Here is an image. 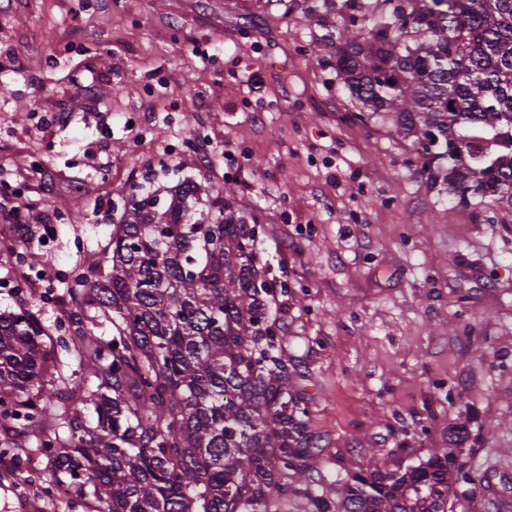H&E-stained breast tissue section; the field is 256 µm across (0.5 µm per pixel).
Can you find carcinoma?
Listing matches in <instances>:
<instances>
[{
	"instance_id": "1",
	"label": "carcinoma",
	"mask_w": 512,
	"mask_h": 512,
	"mask_svg": "<svg viewBox=\"0 0 512 512\" xmlns=\"http://www.w3.org/2000/svg\"><path fill=\"white\" fill-rule=\"evenodd\" d=\"M379 13L338 49L351 96L397 136L444 163L448 190L512 210V0H412ZM185 179L170 201L131 193L103 268L69 285L73 350L85 379L44 401L47 332L0 313V428H38L50 474L90 512H266L306 480L319 437L296 388L288 295L259 260L262 225ZM110 323L112 333L97 335ZM97 416L90 426L83 410ZM28 449L4 444L20 467ZM474 481L434 448L417 465L378 464L314 512H448V489Z\"/></svg>"
}]
</instances>
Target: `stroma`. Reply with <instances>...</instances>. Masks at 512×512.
<instances>
[{
	"label": "stroma",
	"instance_id": "35a3bbf8",
	"mask_svg": "<svg viewBox=\"0 0 512 512\" xmlns=\"http://www.w3.org/2000/svg\"><path fill=\"white\" fill-rule=\"evenodd\" d=\"M390 0H0V313L73 339L68 285L103 257L131 188L190 178L264 228L278 314L321 451L312 512L370 458L445 447L453 512H512V212L460 203L436 161L351 98L337 36ZM134 127H127V120ZM46 174H31L32 161ZM0 512H84L33 430Z\"/></svg>",
	"mask_w": 512,
	"mask_h": 512
}]
</instances>
